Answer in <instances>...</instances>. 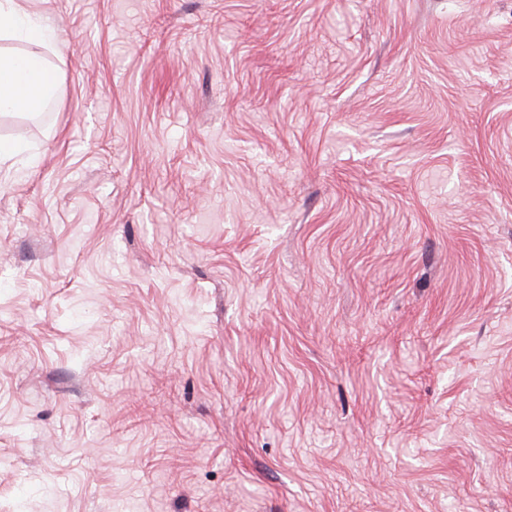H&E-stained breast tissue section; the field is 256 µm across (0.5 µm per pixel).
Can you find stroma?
Returning a JSON list of instances; mask_svg holds the SVG:
<instances>
[{
  "label": "stroma",
  "mask_w": 512,
  "mask_h": 512,
  "mask_svg": "<svg viewBox=\"0 0 512 512\" xmlns=\"http://www.w3.org/2000/svg\"><path fill=\"white\" fill-rule=\"evenodd\" d=\"M0 512H512V0H19ZM12 39L50 49L54 30L35 15L22 10L16 0L0 1V39ZM57 90L56 74L44 55L0 50V112H41Z\"/></svg>",
  "instance_id": "35a3bbf8"
}]
</instances>
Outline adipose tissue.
<instances>
[{
    "instance_id": "adipose-tissue-1",
    "label": "adipose tissue",
    "mask_w": 512,
    "mask_h": 512,
    "mask_svg": "<svg viewBox=\"0 0 512 512\" xmlns=\"http://www.w3.org/2000/svg\"><path fill=\"white\" fill-rule=\"evenodd\" d=\"M32 44L29 52L0 51V112L38 113L55 97L57 77L45 57L54 30L35 15L22 10L17 0H0V39Z\"/></svg>"
}]
</instances>
